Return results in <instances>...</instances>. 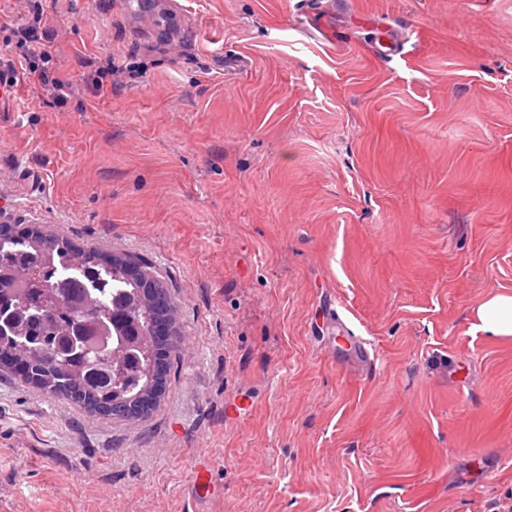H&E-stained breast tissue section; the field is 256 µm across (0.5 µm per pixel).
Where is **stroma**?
Listing matches in <instances>:
<instances>
[{
  "label": "stroma",
  "instance_id": "stroma-1",
  "mask_svg": "<svg viewBox=\"0 0 512 512\" xmlns=\"http://www.w3.org/2000/svg\"><path fill=\"white\" fill-rule=\"evenodd\" d=\"M138 2L0 0L72 83L0 97V222L176 332L142 414L0 372V512H512V0ZM477 328L488 336L512 337V293L495 292L476 308Z\"/></svg>",
  "mask_w": 512,
  "mask_h": 512
}]
</instances>
